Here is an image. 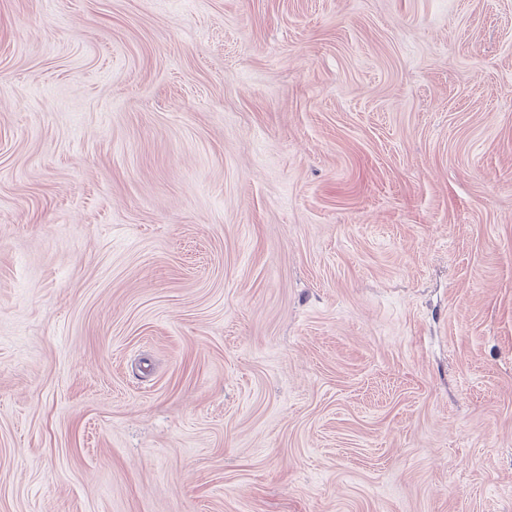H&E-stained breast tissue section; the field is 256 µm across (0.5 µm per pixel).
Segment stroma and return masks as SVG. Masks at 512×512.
<instances>
[{"label":"stroma","mask_w":512,"mask_h":512,"mask_svg":"<svg viewBox=\"0 0 512 512\" xmlns=\"http://www.w3.org/2000/svg\"><path fill=\"white\" fill-rule=\"evenodd\" d=\"M0 512H512V0H0Z\"/></svg>","instance_id":"stroma-1"}]
</instances>
